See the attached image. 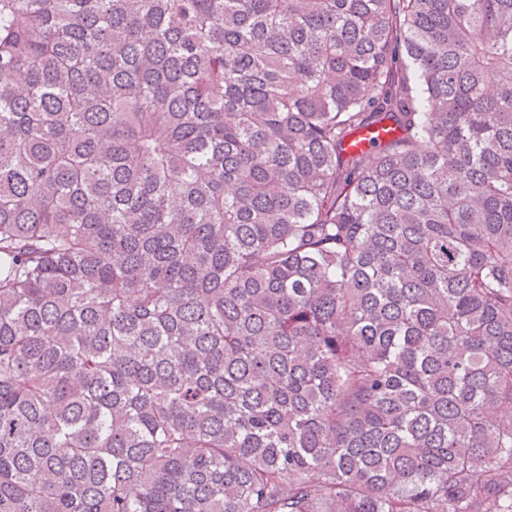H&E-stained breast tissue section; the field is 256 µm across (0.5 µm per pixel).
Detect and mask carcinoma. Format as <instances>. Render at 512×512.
I'll list each match as a JSON object with an SVG mask.
<instances>
[{
	"label": "carcinoma",
	"instance_id": "carcinoma-1",
	"mask_svg": "<svg viewBox=\"0 0 512 512\" xmlns=\"http://www.w3.org/2000/svg\"><path fill=\"white\" fill-rule=\"evenodd\" d=\"M0 512H512V0H0Z\"/></svg>",
	"mask_w": 512,
	"mask_h": 512
}]
</instances>
